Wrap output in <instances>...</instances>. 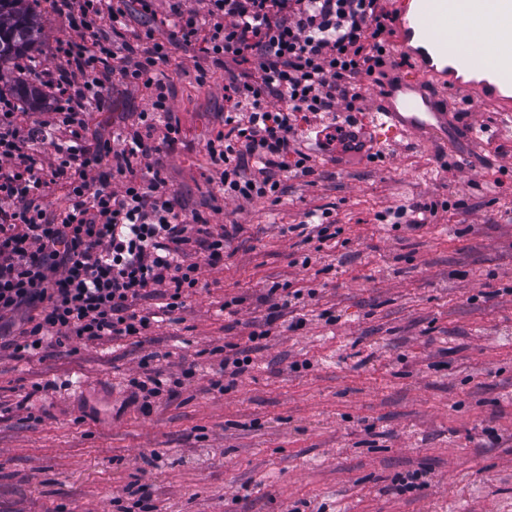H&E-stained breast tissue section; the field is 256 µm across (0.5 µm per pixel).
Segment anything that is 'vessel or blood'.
Wrapping results in <instances>:
<instances>
[{
    "mask_svg": "<svg viewBox=\"0 0 512 512\" xmlns=\"http://www.w3.org/2000/svg\"><path fill=\"white\" fill-rule=\"evenodd\" d=\"M498 18L501 27L512 33V0H413L411 17H400L401 51H415L427 64L452 61L454 67L474 71L471 56L459 46L466 32L481 26L485 15ZM457 46L456 54H449V46ZM497 84L512 88V50L497 51L490 67ZM475 91L477 99L503 111L511 107L498 94L478 91L473 81L455 78L447 89L432 90L427 74L376 91L378 115L388 126L389 134L409 133L425 139L435 137L452 119L448 110V91Z\"/></svg>",
    "mask_w": 512,
    "mask_h": 512,
    "instance_id": "1",
    "label": "vessel or blood"
}]
</instances>
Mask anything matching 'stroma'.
Wrapping results in <instances>:
<instances>
[{
	"label": "stroma",
	"instance_id": "stroma-1",
	"mask_svg": "<svg viewBox=\"0 0 512 512\" xmlns=\"http://www.w3.org/2000/svg\"><path fill=\"white\" fill-rule=\"evenodd\" d=\"M29 7L35 60L52 66L76 32L45 0ZM233 66L201 84L192 52L174 51L182 138L161 153L171 191L212 231L239 224L231 256L203 265L184 309L141 336L0 353V512H512V127L473 100L483 142L452 127L430 143L387 137L367 112L374 159L310 133L316 184L293 177L278 202L214 205L206 143L223 128ZM149 106L144 88L105 90L89 132L111 138ZM424 199L448 202L438 223L378 218ZM311 209L330 212L335 239L290 232ZM276 282L305 291L303 325L276 321L219 391L224 344L247 345ZM152 352L181 384L146 412L130 380Z\"/></svg>",
	"mask_w": 512,
	"mask_h": 512
}]
</instances>
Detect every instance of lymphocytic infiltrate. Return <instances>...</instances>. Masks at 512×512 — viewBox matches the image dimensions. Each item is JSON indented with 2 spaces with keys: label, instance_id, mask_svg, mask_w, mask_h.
<instances>
[{
  "label": "lymphocytic infiltrate",
  "instance_id": "obj_1",
  "mask_svg": "<svg viewBox=\"0 0 512 512\" xmlns=\"http://www.w3.org/2000/svg\"><path fill=\"white\" fill-rule=\"evenodd\" d=\"M137 2L152 29L129 28ZM51 0L79 39L57 43L41 70L49 111L21 117L0 94V320L28 310L14 349L39 354L67 343L135 336L150 327L141 300L183 308L202 263L224 259L233 234L192 225L153 155L181 126L165 72L171 28L183 46L224 74L223 132L206 152L214 196L280 198L285 176L316 170L298 140L302 125L368 109L362 81L409 66L389 37L396 16L382 0ZM149 92L151 109L116 133L119 150L89 140L90 112L114 84ZM65 204L51 210L52 187Z\"/></svg>",
  "mask_w": 512,
  "mask_h": 512
}]
</instances>
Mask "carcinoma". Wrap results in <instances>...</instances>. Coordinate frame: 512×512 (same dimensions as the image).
I'll return each instance as SVG.
<instances>
[{
    "label": "carcinoma",
    "mask_w": 512,
    "mask_h": 512,
    "mask_svg": "<svg viewBox=\"0 0 512 512\" xmlns=\"http://www.w3.org/2000/svg\"><path fill=\"white\" fill-rule=\"evenodd\" d=\"M40 35L38 20L23 0H0V65L36 49Z\"/></svg>",
    "instance_id": "carcinoma-1"
}]
</instances>
